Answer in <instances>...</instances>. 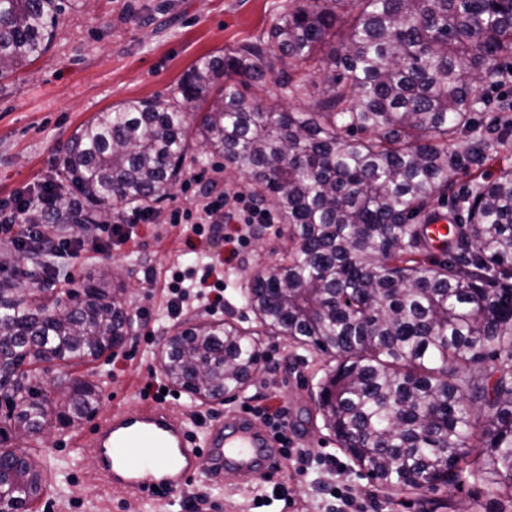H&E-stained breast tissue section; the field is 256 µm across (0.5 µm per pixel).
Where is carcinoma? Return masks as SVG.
Segmentation results:
<instances>
[{
	"mask_svg": "<svg viewBox=\"0 0 512 512\" xmlns=\"http://www.w3.org/2000/svg\"><path fill=\"white\" fill-rule=\"evenodd\" d=\"M69 0H0V80L42 58ZM346 26L335 43L336 28ZM512 59V0H294L267 38L198 60L169 99L97 113L59 149V179L26 224H97L109 208L160 203L190 135L245 174L288 226V254L258 270L261 324L336 357L318 406L341 448L390 490L453 488L464 476L512 500V120L484 124L479 87ZM280 65L282 93L320 89L311 111L250 106L241 88ZM498 176L482 179L490 161ZM466 192H454L460 176ZM451 195L448 242L429 259L432 202ZM0 272V398L28 441L74 426L101 389L54 400L32 372L96 360L127 332L123 298L88 278L67 298L16 295ZM166 379L202 399L242 389L260 365L235 325L200 320L168 337ZM38 458L0 450V504L31 512Z\"/></svg>",
	"mask_w": 512,
	"mask_h": 512,
	"instance_id": "cac0c4a2",
	"label": "carcinoma"
}]
</instances>
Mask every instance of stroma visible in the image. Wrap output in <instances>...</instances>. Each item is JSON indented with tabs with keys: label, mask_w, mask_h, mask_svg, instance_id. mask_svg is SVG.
I'll use <instances>...</instances> for the list:
<instances>
[{
	"label": "stroma",
	"mask_w": 512,
	"mask_h": 512,
	"mask_svg": "<svg viewBox=\"0 0 512 512\" xmlns=\"http://www.w3.org/2000/svg\"><path fill=\"white\" fill-rule=\"evenodd\" d=\"M289 0H92L61 16L48 53L15 76L0 81V201L36 193L57 173V150L96 113L131 99L167 96L187 70L203 56L227 53L266 38ZM205 173L216 188L247 198L251 189L241 174L225 168L222 158L199 153L186 162V175ZM194 188L177 184L148 224H132V207L113 211L116 224L131 223L134 243L104 254L81 253L72 262L70 280H52L56 292L76 288L100 269L121 266L125 302L135 336L126 338L112 356L79 365L60 364L38 382L46 389L74 378L99 382L102 401L128 410L138 407L147 382L165 383L158 352L166 336L204 319L233 323L258 343L265 359L249 383L224 402L201 400L171 390L163 403L171 413L190 418L202 411L222 420L239 414L243 403L260 392L288 407V435L305 448L313 462L307 475L283 464L276 481L287 484V503L272 512H333L327 479L317 460L335 456L342 469L337 484H351L367 500L368 512H494L496 493L477 480L446 491L395 493L370 480L359 464L324 427L316 398L319 385L336 367L335 360L312 348L269 333L248 306L249 274L270 264L287 244V226L225 225V234L241 236L237 257L223 236L196 238V252L184 245L181 225L171 224L172 208L195 210ZM224 261V305L187 308L179 318L167 311L165 281L172 270L196 266L199 256ZM89 422L55 428L39 450L51 471L37 512H197L193 496H206L208 512H257L253 498L272 481L263 470L241 476L226 474L211 481L201 467L182 490L165 499L143 502L119 485L98 482L95 461L80 451L77 436Z\"/></svg>",
	"instance_id": "obj_1"
}]
</instances>
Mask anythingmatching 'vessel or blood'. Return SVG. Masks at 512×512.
Segmentation results:
<instances>
[{"instance_id": "vessel-or-blood-1", "label": "vessel or blood", "mask_w": 512, "mask_h": 512, "mask_svg": "<svg viewBox=\"0 0 512 512\" xmlns=\"http://www.w3.org/2000/svg\"><path fill=\"white\" fill-rule=\"evenodd\" d=\"M79 444L96 459L99 478L145 501L184 488L204 452L215 480L229 466L270 472L281 461L270 433L250 417L213 425L199 443L183 418L151 403L132 413L118 407L102 410L92 434L82 436Z\"/></svg>"}]
</instances>
